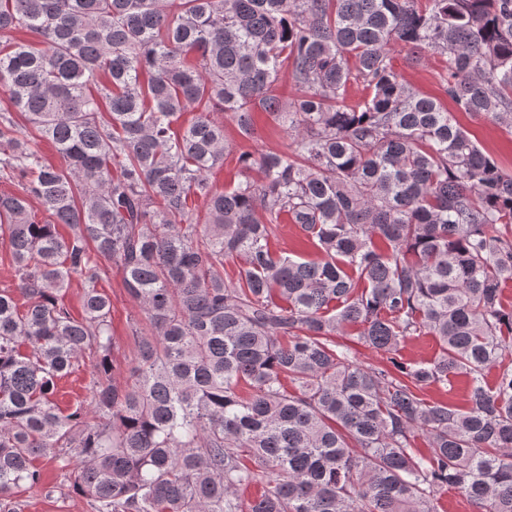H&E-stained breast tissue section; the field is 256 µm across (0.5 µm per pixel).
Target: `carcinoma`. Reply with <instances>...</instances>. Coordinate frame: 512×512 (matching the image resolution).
I'll return each mask as SVG.
<instances>
[{
	"label": "carcinoma",
	"instance_id": "cac0c4a2",
	"mask_svg": "<svg viewBox=\"0 0 512 512\" xmlns=\"http://www.w3.org/2000/svg\"><path fill=\"white\" fill-rule=\"evenodd\" d=\"M20 31L41 47L0 45V512L37 458L95 512H437L447 488L512 512V168L393 63L444 57L448 100L512 134V0H0ZM259 110L286 150H233ZM288 221L321 259L271 249ZM104 261L151 326L122 384ZM423 334L439 355L402 361ZM85 355L91 407L65 412ZM460 376L463 406L419 395ZM356 332L355 327H348L343 335L336 336V341L342 346L347 347L351 352V356H354L360 363L364 365L381 364V356L359 342ZM37 466L41 469L44 482L48 485L53 484H69V474L73 471V465L62 469L60 462H52L44 459L36 461Z\"/></svg>",
	"mask_w": 512,
	"mask_h": 512
}]
</instances>
